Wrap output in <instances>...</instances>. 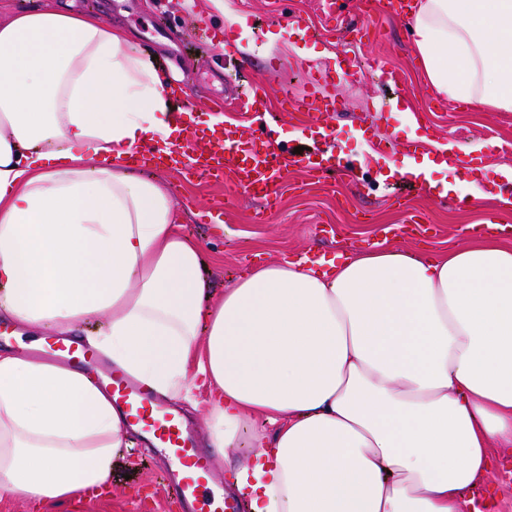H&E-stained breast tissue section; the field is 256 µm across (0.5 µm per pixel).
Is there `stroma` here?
I'll return each mask as SVG.
<instances>
[{"instance_id": "35a3bbf8", "label": "stroma", "mask_w": 512, "mask_h": 512, "mask_svg": "<svg viewBox=\"0 0 512 512\" xmlns=\"http://www.w3.org/2000/svg\"><path fill=\"white\" fill-rule=\"evenodd\" d=\"M330 0H195L186 10L182 0H70L75 11H97L105 21L131 35L130 46L145 57L157 56L167 43L156 32L164 24L185 30L186 47L173 68L186 90L203 87L210 101L190 99L193 117L212 121L215 135L228 123L251 122L239 111L232 95L246 89L252 78L269 83L268 111L278 126L295 132L309 126L303 112L285 114L279 90L306 95L320 72L335 82L337 111L329 121L336 140L351 162L350 169L329 172L322 179L306 177L288 164L279 197L271 209L244 193L226 200L228 185L188 179L163 170L175 202L182 231L201 246L204 275L220 292L259 263L301 256H331L388 243L410 253H445L470 244L467 225L481 223L489 211L483 203L462 210L428 195L422 184L399 183L387 177L371 156V145L358 135L371 128L376 139L421 140L420 154L437 155L441 146L454 144L458 161L431 171L430 179L458 182L461 195L472 183L461 165L477 156L483 161L478 185L488 196L506 188L502 167H512V112L465 110L438 96L415 65V45L409 22L385 13L363 16L355 0H339L341 30L328 18ZM299 15L321 29L319 38L301 40L287 23ZM400 68L405 83L385 85L373 63ZM227 202L224 228L217 231L207 215L209 205ZM264 222H256L257 211ZM422 221L410 225L411 216ZM173 461L154 448H136L116 459L111 489L82 503L57 507L55 512H179L166 479ZM479 512H512V452L497 455L474 501Z\"/></svg>"}]
</instances>
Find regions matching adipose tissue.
<instances>
[{"label":"adipose tissue","instance_id":"obj_1","mask_svg":"<svg viewBox=\"0 0 512 512\" xmlns=\"http://www.w3.org/2000/svg\"><path fill=\"white\" fill-rule=\"evenodd\" d=\"M418 61L512 112V0H415ZM100 15L0 13V319L86 335L172 401L216 391L249 512H467L512 450V249L270 261L211 294L164 181L129 156L183 132L171 80ZM129 422L87 372L0 350V501L107 489Z\"/></svg>","mask_w":512,"mask_h":512}]
</instances>
